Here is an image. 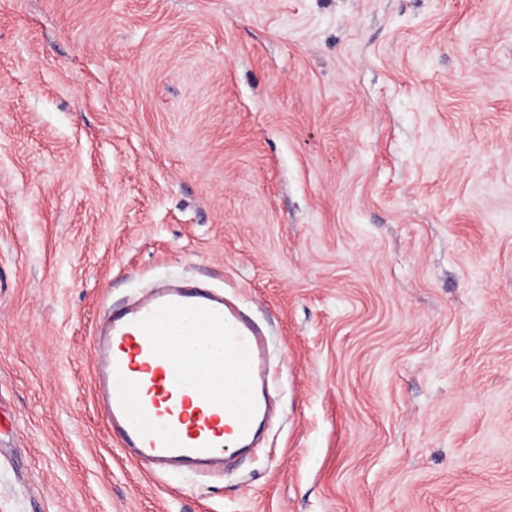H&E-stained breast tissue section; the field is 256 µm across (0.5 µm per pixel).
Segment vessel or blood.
<instances>
[{
  "label": "vessel or blood",
  "mask_w": 512,
  "mask_h": 512,
  "mask_svg": "<svg viewBox=\"0 0 512 512\" xmlns=\"http://www.w3.org/2000/svg\"><path fill=\"white\" fill-rule=\"evenodd\" d=\"M224 342V360L242 367L249 391L200 385L173 362L168 342L185 321ZM268 337L263 326L207 288L163 284L114 307L92 338V396L127 459L152 474L224 471V450L254 448L267 414Z\"/></svg>",
  "instance_id": "vessel-or-blood-1"
}]
</instances>
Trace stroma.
Instances as JSON below:
<instances>
[{
	"instance_id": "stroma-1",
	"label": "stroma",
	"mask_w": 512,
	"mask_h": 512,
	"mask_svg": "<svg viewBox=\"0 0 512 512\" xmlns=\"http://www.w3.org/2000/svg\"><path fill=\"white\" fill-rule=\"evenodd\" d=\"M271 338L201 481L125 459L95 324ZM0 512H512V0H0Z\"/></svg>"
}]
</instances>
